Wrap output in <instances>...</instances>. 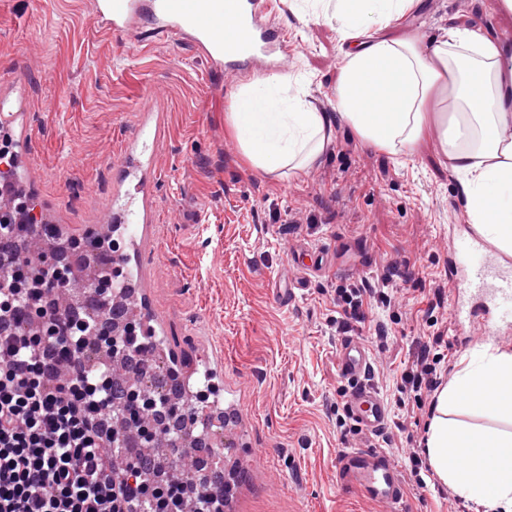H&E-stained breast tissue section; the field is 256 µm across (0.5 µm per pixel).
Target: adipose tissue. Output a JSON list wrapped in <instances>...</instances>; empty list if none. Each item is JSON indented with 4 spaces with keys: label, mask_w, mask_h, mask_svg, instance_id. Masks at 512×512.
<instances>
[{
    "label": "adipose tissue",
    "mask_w": 512,
    "mask_h": 512,
    "mask_svg": "<svg viewBox=\"0 0 512 512\" xmlns=\"http://www.w3.org/2000/svg\"><path fill=\"white\" fill-rule=\"evenodd\" d=\"M418 0H317L342 55L333 109L317 111L285 74L259 75L231 94L224 126L248 166L264 174L314 167L345 126L396 155L433 139L461 177L467 221L512 256V45L452 24L425 47L395 36ZM474 419H459L461 405ZM438 477L482 512H512V353L468 363L436 395L426 433ZM465 466H458V459Z\"/></svg>",
    "instance_id": "obj_1"
}]
</instances>
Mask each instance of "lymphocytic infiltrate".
I'll use <instances>...</instances> for the list:
<instances>
[{"label":"lymphocytic infiltrate","instance_id":"obj_1","mask_svg":"<svg viewBox=\"0 0 512 512\" xmlns=\"http://www.w3.org/2000/svg\"><path fill=\"white\" fill-rule=\"evenodd\" d=\"M29 225L0 223V512H224L223 485L173 480L147 455L113 458L134 425L153 444L170 417L198 422L196 405L169 411L136 382L154 371L152 330L106 319H61L47 297L70 282L53 256L32 255ZM95 341L122 363L124 379L93 368Z\"/></svg>","mask_w":512,"mask_h":512}]
</instances>
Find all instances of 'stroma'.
I'll list each match as a JSON object with an SVG mask.
<instances>
[{
  "label": "stroma",
  "instance_id": "obj_1",
  "mask_svg": "<svg viewBox=\"0 0 512 512\" xmlns=\"http://www.w3.org/2000/svg\"><path fill=\"white\" fill-rule=\"evenodd\" d=\"M273 2L288 32L289 75L318 111H331L345 48L335 25L314 21L308 0ZM92 11V0H0V94L25 93L35 196L76 237L107 221L105 181L136 110L150 102L160 115L140 278L165 352L222 364L242 404L223 450L245 465L235 512H387L337 484L346 448L394 459L404 512H476L434 472L416 477L433 395L400 390L419 344L444 354V383L486 346L481 335L464 337L450 314V252L466 207L433 140L397 157L341 128L306 173L252 172L224 130L229 95L251 71L222 81L191 44L144 36L137 24L114 41L94 30ZM452 21L512 40V13L496 0H420L397 32L434 41ZM299 246L336 250V271L293 288L289 254ZM365 287L376 291L365 316L384 322L388 339L355 322L336 329L337 289ZM348 335L367 346L368 380L388 407L376 433L356 429L344 411L336 352Z\"/></svg>",
  "mask_w": 512,
  "mask_h": 512
}]
</instances>
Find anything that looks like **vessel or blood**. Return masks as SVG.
Returning <instances> with one entry per match:
<instances>
[{
  "label": "vessel or blood",
  "instance_id": "1",
  "mask_svg": "<svg viewBox=\"0 0 512 512\" xmlns=\"http://www.w3.org/2000/svg\"><path fill=\"white\" fill-rule=\"evenodd\" d=\"M94 19L100 30L120 38L131 21H139L146 34L190 41L207 61L223 65L225 78H233L257 60H269L278 71L288 69L290 52L285 28L267 20V0H94ZM149 108H140L132 131L117 159L113 173L112 221L145 224L149 218L137 204L138 195L155 187L157 152L151 141ZM463 270L451 301L457 321L491 333L494 325L512 323V270L503 268L488 245L473 236L456 243ZM291 264L302 275L317 274L332 261L330 255L305 249L291 255ZM339 369L351 387L347 412L365 431L383 428L387 408L368 382L370 354L358 339L346 338L338 350ZM338 483L359 489L374 503L399 512L405 499L399 469L389 455L376 450L351 448L336 458Z\"/></svg>",
  "mask_w": 512,
  "mask_h": 512
}]
</instances>
